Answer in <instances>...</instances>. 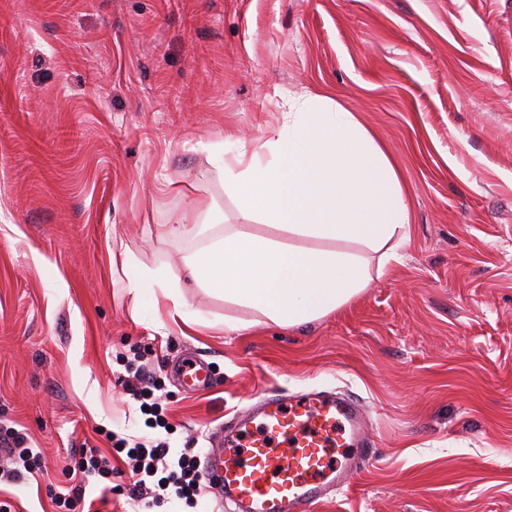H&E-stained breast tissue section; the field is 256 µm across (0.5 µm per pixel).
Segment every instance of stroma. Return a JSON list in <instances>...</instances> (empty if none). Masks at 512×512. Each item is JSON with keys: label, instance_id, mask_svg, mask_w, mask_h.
Returning <instances> with one entry per match:
<instances>
[{"label": "stroma", "instance_id": "obj_1", "mask_svg": "<svg viewBox=\"0 0 512 512\" xmlns=\"http://www.w3.org/2000/svg\"><path fill=\"white\" fill-rule=\"evenodd\" d=\"M329 98L393 159L408 241L318 321L228 333L248 309L187 284L201 328L157 319L112 270L160 278L208 204L240 217L224 161ZM156 372L172 452L271 393L358 400L374 450L312 512H512V0H0V430L42 471L10 512H57L77 451L153 436L118 378ZM210 366L207 389L174 364Z\"/></svg>", "mask_w": 512, "mask_h": 512}]
</instances>
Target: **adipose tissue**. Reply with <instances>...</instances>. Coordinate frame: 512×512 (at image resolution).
Returning <instances> with one entry per match:
<instances>
[{"instance_id": "ef3b65f1", "label": "adipose tissue", "mask_w": 512, "mask_h": 512, "mask_svg": "<svg viewBox=\"0 0 512 512\" xmlns=\"http://www.w3.org/2000/svg\"><path fill=\"white\" fill-rule=\"evenodd\" d=\"M264 149L270 160L243 148L224 164L241 223L212 233L202 224L180 225L204 244L183 276L162 287L173 321L194 324L182 294L187 280L278 326L324 318L357 296L372 268H385L408 240L409 195L390 157L352 113L297 102ZM252 222L268 233L249 230ZM284 231L320 245L284 242ZM351 243L359 251H348Z\"/></svg>"}]
</instances>
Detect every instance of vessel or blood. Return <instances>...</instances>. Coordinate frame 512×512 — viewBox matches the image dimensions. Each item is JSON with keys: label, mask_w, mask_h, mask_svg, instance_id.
Segmentation results:
<instances>
[{"label": "vessel or blood", "mask_w": 512, "mask_h": 512, "mask_svg": "<svg viewBox=\"0 0 512 512\" xmlns=\"http://www.w3.org/2000/svg\"><path fill=\"white\" fill-rule=\"evenodd\" d=\"M184 385H209L207 364L187 357ZM359 402L323 391L274 395L215 428L203 456L204 486L236 512H310L347 485L370 442Z\"/></svg>", "instance_id": "obj_1"}]
</instances>
